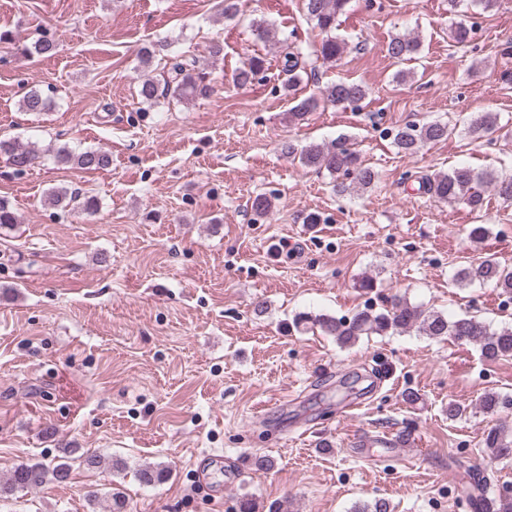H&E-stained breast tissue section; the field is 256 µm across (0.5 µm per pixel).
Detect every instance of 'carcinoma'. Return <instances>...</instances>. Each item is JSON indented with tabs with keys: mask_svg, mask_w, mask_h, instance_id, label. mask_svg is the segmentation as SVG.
<instances>
[{
	"mask_svg": "<svg viewBox=\"0 0 512 512\" xmlns=\"http://www.w3.org/2000/svg\"><path fill=\"white\" fill-rule=\"evenodd\" d=\"M348 3L349 0H302L307 16L314 21L315 28L321 35V41L313 59L289 45L284 48L281 60V73L286 75L282 82L284 94L296 95L303 74H316L320 67L336 62L346 52L347 44L336 36L335 30L336 21L346 10ZM451 35L456 43L465 45L473 38V26L469 21L461 19L452 24ZM170 47V43L164 42L143 46L137 51V70L140 72L138 96L144 104L152 105L161 97L182 102L206 97L212 91L206 73L197 69L196 61L183 55L170 54ZM420 47L419 37L410 33L397 34L390 38L387 52L390 58L401 62L412 59L419 53ZM56 49L55 42L45 36L30 44L17 45V50L25 56H48L54 54ZM267 70L269 67L265 57L252 56L236 70L235 82L239 86L250 85L259 73ZM367 95L365 86L349 81L330 83L322 91L323 101L336 106L358 104ZM51 104V97L34 87L23 96L19 108L24 112L40 113L48 111ZM316 105V99L305 98L290 109L289 118L302 121ZM495 125L497 115L485 112L472 120L468 134L479 139ZM448 134V124L440 121L422 125L406 124L394 129L393 143L398 152L413 156L425 146L447 139ZM285 151L307 168L318 172L326 170L333 176L352 178L350 185L343 181L333 184V190L339 194L351 190L353 185L358 188L370 187L377 179L376 172L363 164L358 151L342 137L329 144L310 143L301 148L290 143L285 146ZM2 153L9 157L15 167L23 169L33 163L39 149L32 143L0 139V154ZM52 156L58 165L83 170H98L109 165V156L101 150L76 152L65 144L55 147ZM418 183L421 191L435 201L450 205L463 204L472 212L483 210L486 190L502 202L512 205V176L503 177L492 171L478 174L470 168L459 167L426 175ZM48 201L53 206L71 208L87 214H92L99 208V201L95 196L71 192L65 187L52 189L48 193ZM271 207V199L263 194L252 199L251 210L258 220L266 217ZM453 282L459 287L475 282L492 283L502 292L512 294V268L502 265L491 255L483 256L458 269L453 276ZM293 324L302 331L319 330L333 337L341 347L353 345L364 336L416 330L426 336L474 343L479 346L482 357L489 361L512 356V325L493 329L474 315L448 317L439 311L426 310L404 300H399L379 312L367 307L350 318L302 312L294 317ZM483 443L492 459L512 456V428H490L485 433ZM169 476L170 469L165 465L139 469V478L146 485L161 484ZM69 477L70 465L62 459L53 466L39 461L21 463L0 476V497L8 498L37 488L49 480L64 482ZM468 502L475 509L484 508V512H512V497L505 498L501 494L486 502H480L470 495Z\"/></svg>",
	"mask_w": 512,
	"mask_h": 512,
	"instance_id": "1",
	"label": "carcinoma"
}]
</instances>
